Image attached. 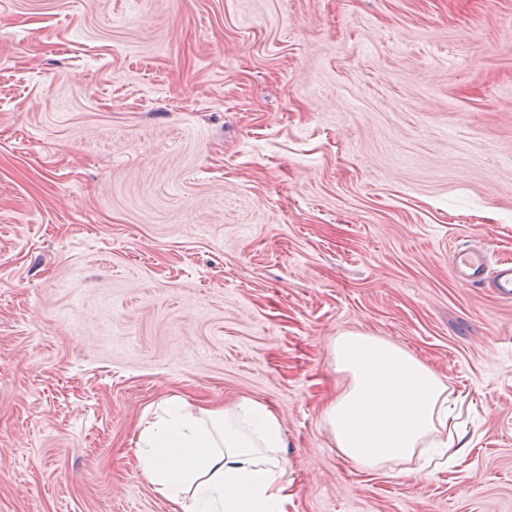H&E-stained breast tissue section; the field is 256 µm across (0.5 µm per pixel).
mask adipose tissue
I'll return each instance as SVG.
<instances>
[{
    "mask_svg": "<svg viewBox=\"0 0 512 512\" xmlns=\"http://www.w3.org/2000/svg\"><path fill=\"white\" fill-rule=\"evenodd\" d=\"M331 354L343 381L324 420L345 459L371 471L464 451L448 431V387L419 359L352 333L336 337ZM136 446L139 474L172 512H288L284 428L265 402L193 406L171 396L140 423Z\"/></svg>",
    "mask_w": 512,
    "mask_h": 512,
    "instance_id": "ef3b65f1",
    "label": "adipose tissue"
}]
</instances>
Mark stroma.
I'll list each match as a JSON object with an SVG mask.
<instances>
[{
    "label": "stroma",
    "instance_id": "obj_1",
    "mask_svg": "<svg viewBox=\"0 0 512 512\" xmlns=\"http://www.w3.org/2000/svg\"><path fill=\"white\" fill-rule=\"evenodd\" d=\"M512 0H0V512H171L162 400L282 415L288 512H512ZM461 403L432 475L339 455L332 340ZM487 262L488 256L483 251L471 248L459 250L451 259V264L457 271L459 280L469 284L480 281Z\"/></svg>",
    "mask_w": 512,
    "mask_h": 512
}]
</instances>
